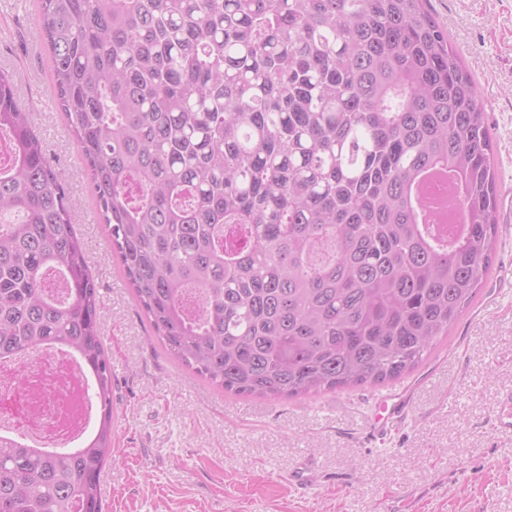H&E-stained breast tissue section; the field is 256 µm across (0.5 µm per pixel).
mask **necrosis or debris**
<instances>
[{
	"label": "necrosis or debris",
	"instance_id": "obj_1",
	"mask_svg": "<svg viewBox=\"0 0 512 512\" xmlns=\"http://www.w3.org/2000/svg\"><path fill=\"white\" fill-rule=\"evenodd\" d=\"M25 385H17L19 373ZM89 379L73 354L52 349L0 363V435L43 448L78 446L88 435L91 407L73 393Z\"/></svg>",
	"mask_w": 512,
	"mask_h": 512
}]
</instances>
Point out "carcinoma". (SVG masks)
<instances>
[{"instance_id":"carcinoma-1","label":"carcinoma","mask_w":512,"mask_h":512,"mask_svg":"<svg viewBox=\"0 0 512 512\" xmlns=\"http://www.w3.org/2000/svg\"><path fill=\"white\" fill-rule=\"evenodd\" d=\"M428 0H40L54 100L137 303L240 397L397 379L498 240L494 142ZM0 72V360L92 374L75 448L0 437V512H103L112 364L80 212Z\"/></svg>"}]
</instances>
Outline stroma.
I'll return each mask as SVG.
<instances>
[{"instance_id": "35a3bbf8", "label": "stroma", "mask_w": 512, "mask_h": 512, "mask_svg": "<svg viewBox=\"0 0 512 512\" xmlns=\"http://www.w3.org/2000/svg\"><path fill=\"white\" fill-rule=\"evenodd\" d=\"M437 23L486 108L498 182L512 183V0H430ZM39 0H0V70L51 164L80 207L76 224L101 294L112 363V455L101 472L106 512H512V432L492 422L512 391V196L497 197L489 273L448 338L411 372L302 399L242 398L177 363L139 308L87 171L53 102ZM412 398L389 435L371 437L369 401ZM312 478L298 490V471Z\"/></svg>"}]
</instances>
